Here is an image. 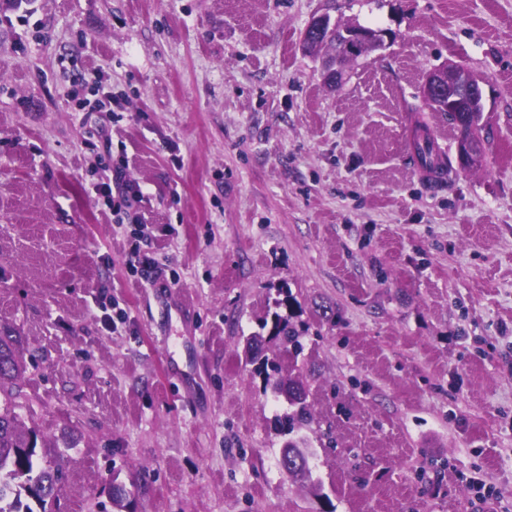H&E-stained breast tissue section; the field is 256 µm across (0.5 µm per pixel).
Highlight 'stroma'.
<instances>
[{
    "label": "stroma",
    "instance_id": "obj_1",
    "mask_svg": "<svg viewBox=\"0 0 512 512\" xmlns=\"http://www.w3.org/2000/svg\"><path fill=\"white\" fill-rule=\"evenodd\" d=\"M323 12L393 34L335 87ZM449 61L486 154L428 188L405 106ZM286 288L308 481L244 354ZM0 327L54 512H512V0H0ZM285 458H288V467H286L282 464V461ZM297 459H300L303 464H306V458H305L304 453L301 450V448L289 447L288 444H286L281 451V456H280V461H279L280 466L283 469V471L285 470V472H287L288 475L293 476V477H300L303 479L311 480L312 471L308 470V475H305L302 468H298ZM290 464L292 466H290Z\"/></svg>",
    "mask_w": 512,
    "mask_h": 512
}]
</instances>
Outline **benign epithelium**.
<instances>
[{"instance_id": "obj_1", "label": "benign epithelium", "mask_w": 512, "mask_h": 512, "mask_svg": "<svg viewBox=\"0 0 512 512\" xmlns=\"http://www.w3.org/2000/svg\"><path fill=\"white\" fill-rule=\"evenodd\" d=\"M306 30L334 40L336 47L324 62L327 79L337 84L343 80L348 61L364 45L378 50L383 47L381 35L359 27L339 26L331 22L328 14H317L308 22ZM422 98L436 112H473L482 105L483 95L479 81L463 67L446 63L431 70L422 86ZM484 157L483 140L472 135L458 140L456 162L462 170L470 169Z\"/></svg>"}]
</instances>
